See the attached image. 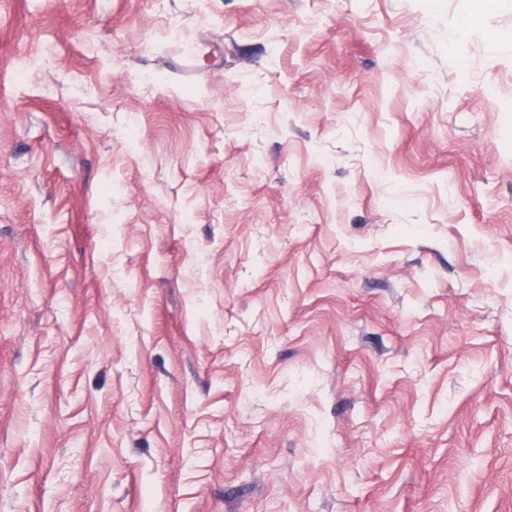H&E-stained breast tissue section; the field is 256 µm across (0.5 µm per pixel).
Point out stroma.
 Instances as JSON below:
<instances>
[{
	"label": "stroma",
	"mask_w": 512,
	"mask_h": 512,
	"mask_svg": "<svg viewBox=\"0 0 512 512\" xmlns=\"http://www.w3.org/2000/svg\"><path fill=\"white\" fill-rule=\"evenodd\" d=\"M0 512H512V0H0Z\"/></svg>",
	"instance_id": "1"
}]
</instances>
